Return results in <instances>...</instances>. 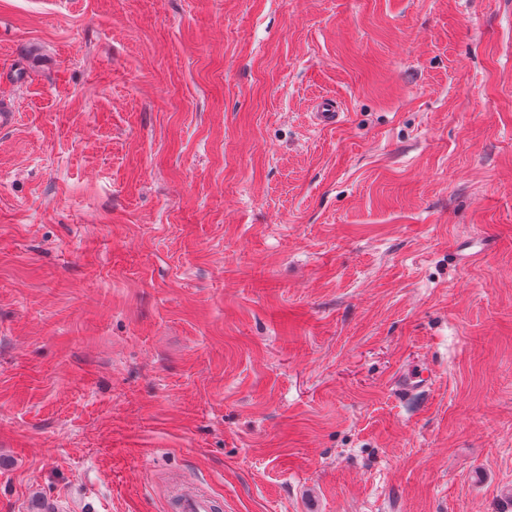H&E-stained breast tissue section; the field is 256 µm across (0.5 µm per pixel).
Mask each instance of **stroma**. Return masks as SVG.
Here are the masks:
<instances>
[{
    "label": "stroma",
    "mask_w": 512,
    "mask_h": 512,
    "mask_svg": "<svg viewBox=\"0 0 512 512\" xmlns=\"http://www.w3.org/2000/svg\"><path fill=\"white\" fill-rule=\"evenodd\" d=\"M2 102L0 512H512V0H0ZM216 507L212 497L193 492L179 494L174 502L176 512H215Z\"/></svg>",
    "instance_id": "obj_1"
}]
</instances>
